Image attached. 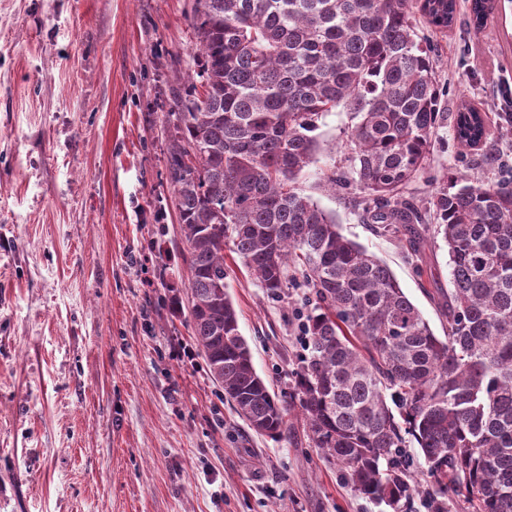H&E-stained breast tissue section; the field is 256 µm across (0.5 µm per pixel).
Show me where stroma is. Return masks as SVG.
Wrapping results in <instances>:
<instances>
[{
	"instance_id": "obj_1",
	"label": "stroma",
	"mask_w": 512,
	"mask_h": 512,
	"mask_svg": "<svg viewBox=\"0 0 512 512\" xmlns=\"http://www.w3.org/2000/svg\"><path fill=\"white\" fill-rule=\"evenodd\" d=\"M194 0H0V512H391L345 484L294 420L256 434L196 350L163 103L192 65ZM435 46L444 112L467 104L489 139L459 147L451 122L406 196L460 172L512 177V0H471L452 27L413 20ZM347 112L320 121L300 184L342 233L385 261L437 335L426 290L448 288L425 225L418 261L365 224L321 172L349 167ZM224 280L253 365L285 399L303 352L306 291L273 300L233 253ZM424 276H417V268Z\"/></svg>"
}]
</instances>
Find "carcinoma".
<instances>
[{"instance_id":"carcinoma-1","label":"carcinoma","mask_w":512,"mask_h":512,"mask_svg":"<svg viewBox=\"0 0 512 512\" xmlns=\"http://www.w3.org/2000/svg\"><path fill=\"white\" fill-rule=\"evenodd\" d=\"M420 11L451 26L456 0H195L194 69L170 88L165 167L187 244L191 336L209 373L256 433L281 436L301 414L313 447L360 495L398 507L428 486L431 512H512V181L462 173L428 197L452 288L438 336L390 267L346 238L299 187L316 162L317 122L351 114L348 173L381 233L422 221L401 196L429 165L444 121ZM454 138L476 149L487 119L464 107ZM268 297L308 289L307 354L293 401L256 372L224 288V247ZM423 481L403 464L407 440Z\"/></svg>"}]
</instances>
